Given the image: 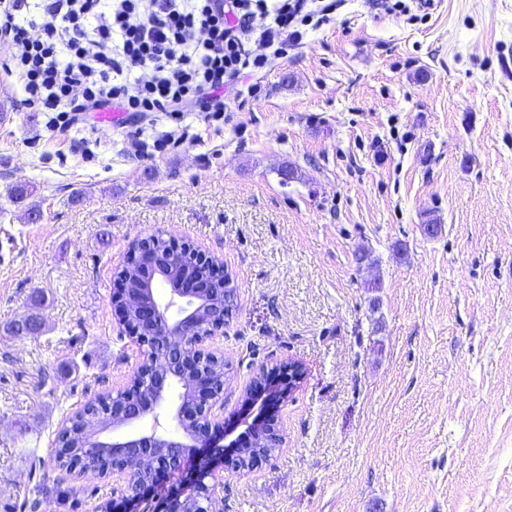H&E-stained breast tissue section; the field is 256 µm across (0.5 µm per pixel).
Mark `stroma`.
Wrapping results in <instances>:
<instances>
[{
  "mask_svg": "<svg viewBox=\"0 0 512 512\" xmlns=\"http://www.w3.org/2000/svg\"><path fill=\"white\" fill-rule=\"evenodd\" d=\"M255 80L220 128L191 119L197 146L142 159L90 126L88 158L0 70V512L111 501L55 437L142 360L113 296L155 230L234 277L224 429L285 438L225 471L224 512H512V0H345ZM261 420H256L247 425L246 431L250 433L251 444L246 448H239L237 454L226 461L227 466L238 472L250 471L261 459L270 455L260 451H254L252 448H281L284 439L279 430L274 427L271 421H265L262 427H259ZM273 451V452H274Z\"/></svg>",
  "mask_w": 512,
  "mask_h": 512,
  "instance_id": "stroma-1",
  "label": "stroma"
}]
</instances>
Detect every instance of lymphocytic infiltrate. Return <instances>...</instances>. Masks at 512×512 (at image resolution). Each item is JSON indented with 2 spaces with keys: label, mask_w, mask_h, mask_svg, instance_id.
Returning a JSON list of instances; mask_svg holds the SVG:
<instances>
[{
  "label": "lymphocytic infiltrate",
  "mask_w": 512,
  "mask_h": 512,
  "mask_svg": "<svg viewBox=\"0 0 512 512\" xmlns=\"http://www.w3.org/2000/svg\"><path fill=\"white\" fill-rule=\"evenodd\" d=\"M338 0H0V70L24 103L67 135L93 112L119 111L134 133L125 152L155 157L196 144L185 123L207 125L258 98L249 75L333 23ZM164 113L170 131L140 126Z\"/></svg>",
  "instance_id": "f902f5d3"
}]
</instances>
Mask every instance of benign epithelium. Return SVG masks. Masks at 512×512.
<instances>
[{
    "mask_svg": "<svg viewBox=\"0 0 512 512\" xmlns=\"http://www.w3.org/2000/svg\"><path fill=\"white\" fill-rule=\"evenodd\" d=\"M162 237L164 233L157 231L133 241L137 259L151 277L138 288L125 289L116 301L125 310L130 337L141 347L142 364L127 387L112 396L109 422H97L86 407L80 411L84 415V448L90 453L112 449V470L97 469L95 473L112 479L130 502L154 482L157 472H176L189 463L196 477L192 488L180 496L184 512H222L219 490L224 488V468L201 449L213 447L211 430L223 424L229 364L224 353L213 346V340L224 334V318L232 312L233 280L224 276V294H213L211 267L217 265V260L188 246L166 250L168 259L161 260L156 240ZM179 265L203 280L204 287L192 291L172 288L169 299L163 302L156 295V283L164 276L156 275L155 270L161 266L170 272ZM216 372L220 373L218 381L213 377ZM175 388L181 392L170 409L171 420L177 426V432L171 433L160 428L159 409ZM149 416L153 418L152 428L132 430ZM246 431L251 444L227 460V465L238 472L249 471L268 457L263 449H278L284 443L269 421H253ZM57 462L73 481L90 471L70 448L61 449ZM146 462L151 464L149 479L139 476Z\"/></svg>",
    "mask_w": 512,
    "mask_h": 512,
    "instance_id": "obj_1",
    "label": "benign epithelium"
}]
</instances>
